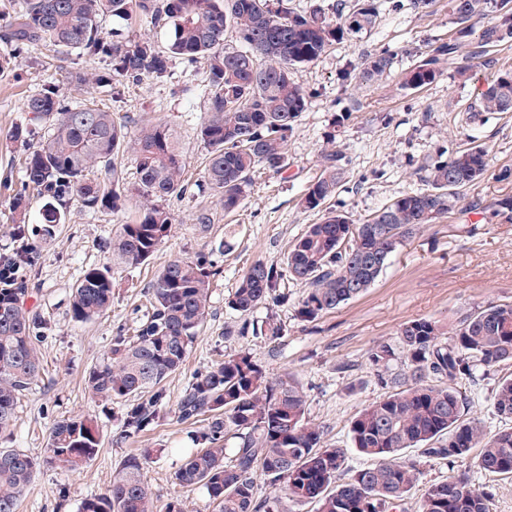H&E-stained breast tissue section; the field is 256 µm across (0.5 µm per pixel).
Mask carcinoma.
Masks as SVG:
<instances>
[{
  "label": "carcinoma",
  "mask_w": 512,
  "mask_h": 512,
  "mask_svg": "<svg viewBox=\"0 0 512 512\" xmlns=\"http://www.w3.org/2000/svg\"><path fill=\"white\" fill-rule=\"evenodd\" d=\"M512 0H451L461 28L454 39L415 63L403 86L418 89L443 74V60H454L463 46L468 57L488 54L512 40ZM10 11L4 43L21 50L40 46L69 58L77 54L107 62V70L88 77L74 67L66 79L99 87L137 85L170 75V62L206 60L203 90L206 112L200 137L208 148L203 179L189 185L182 178L185 152L172 126L142 124L130 130L100 108L95 97L67 105L53 83L26 99L25 109L47 128L45 141L24 162L22 188L11 199L15 231H28L30 197L43 200L40 232L52 236L72 197L91 212L116 211L121 202L143 198L151 205L112 236V265L146 261L169 237L173 216L163 202L172 197L213 193L224 211L236 209L256 169L279 174L288 166V136L308 104V95L290 76L293 66L317 61L334 43L372 29L376 0L340 4L338 19L320 12L296 13L287 0H0ZM495 13L498 20L476 41L465 23ZM127 22L138 18L169 32L166 47L146 37L109 39L99 18ZM241 43H226L228 32ZM393 54L381 50L351 68L346 79L370 84L390 72ZM470 117L484 112H512V73L490 81L468 107ZM321 153L322 172L308 188L303 206L324 211L291 245L285 267L254 262L229 299L242 315L288 303L284 282L306 287L296 316L313 322L363 295L404 243L426 225L452 215L465 193L492 175L512 182V168L491 170L488 150L469 144L451 154L438 152L424 166L426 188L407 193L362 221L330 205L341 183V154L336 134ZM132 153L129 173L119 157ZM96 172L94 179L87 178ZM219 266L204 257L170 261L148 287L149 310L133 336L119 333L112 360L86 376L93 396L125 403L121 438L148 431L165 399L164 382L179 371L202 330L213 279ZM29 280L4 271L0 279V432L9 430L22 398L40 372L36 349L40 316L25 306ZM112 301L109 270L89 269L72 288L71 316L77 322L97 319ZM230 336H252L275 346L283 327L274 314L260 322L244 320ZM407 370L388 373L398 356ZM369 360L378 382L395 392L367 405L351 421L354 448L376 463L337 483L345 450L324 444L323 430L307 420L303 388L289 375L269 377L250 353L227 354L194 378L177 404V419L196 426L191 440L202 449L188 455L174 472L183 487L203 488L219 512H280L278 497L257 495L256 472L283 482L290 498L315 502L318 512H394L418 481L416 464L400 460L406 448L423 457L450 463L481 448L478 465L512 478V427L488 437L475 419L463 384L479 371L512 363V304L489 303L467 311L448 325L422 317L403 323L395 343L371 349ZM494 410L512 418V375L498 380ZM238 443L227 455L224 441ZM100 438L89 418H66L50 429L46 455L39 459L13 448H0V512H18L20 498L43 464L77 470L95 458ZM149 454L127 459L106 492L81 503L80 512H153L149 486L142 476ZM491 495L472 488L463 475L429 485L417 512H492Z\"/></svg>",
  "instance_id": "1"
}]
</instances>
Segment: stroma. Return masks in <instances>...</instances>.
<instances>
[{"label": "stroma", "mask_w": 512, "mask_h": 512, "mask_svg": "<svg viewBox=\"0 0 512 512\" xmlns=\"http://www.w3.org/2000/svg\"><path fill=\"white\" fill-rule=\"evenodd\" d=\"M379 2L378 24L371 33L337 42L317 62L294 68L292 78L306 91L308 106L288 138V168L278 175L265 170L255 173L234 211L224 212L215 198L207 196L171 200L170 237L146 262L120 268L110 264L109 244L120 225L142 211L141 199H127L120 211L108 214L86 212L74 199L52 237L30 234L37 261L27 271L32 289L29 303L42 320L37 345L41 369L20 403L13 427L0 434V447L43 457L50 427L58 420L83 416L96 421L100 448L77 471L41 467L18 512H79L85 498L105 493L113 473L128 456L146 448L153 451L144 478L154 512H163L176 499L185 512H216L204 489L189 490L173 481L174 472L193 448L190 427L178 421L175 409L196 375L240 350L248 351L270 376L287 373L300 383L307 395L309 421L323 428L325 444L346 451L339 479L348 481L354 471L372 464L371 458L350 448V422L387 392L369 360L371 349L383 341L395 342L400 325L416 318L429 317L445 325L460 312L490 302L512 303V222L494 215L498 199L512 195V183L489 176L466 193L460 214L423 228L400 248L366 293L317 321L296 317L297 302L305 290L290 287L287 304L272 312L284 328L277 350L249 337L224 336L225 328L243 320L228 305L242 274L258 260L283 265L307 226L320 222L321 210L306 209L302 198L320 175V154L328 132L336 134L345 171L333 203L354 220L423 188L419 166L440 150L475 142L489 149L493 167L512 166V113L490 112L474 122L467 114L495 73L512 70V43L470 61L457 54L455 64L444 65L438 80L411 91L401 84L403 70L447 43L457 29L449 0H434L423 12L415 10L411 0ZM383 49L395 55L390 75L369 87H347L343 80L347 69ZM4 54L11 57V69L0 74V254L19 246L9 201L21 187L26 155L44 137L38 125H31L24 143L7 139L6 133L14 126L30 125L24 103L46 82L59 84L65 104L95 96L103 108L133 128L147 120L168 122L187 151L185 178H200L207 156L198 136L204 118L200 94L205 61L189 64L176 59L170 78L109 90L92 83L66 82L57 61L40 48L12 54L0 41V55ZM464 61L471 68L467 81L455 73L456 63ZM343 111L349 112V120L333 129L335 116ZM203 206L214 213L213 223L207 226L195 221ZM222 241L231 249L219 259L222 273L213 282L204 327L183 368L165 382L158 422L140 437L120 439L121 403L98 401L85 385L86 375L110 361L119 330L143 319L147 288L168 262L210 254ZM90 268L109 269L112 302L102 318L78 322L70 313L71 292ZM510 373L512 364L478 375L464 386L470 414L481 420L486 435L512 426L491 405L499 377ZM402 458L419 469L418 486L406 496L407 512H416L422 487L447 478L452 469L466 473L474 488L492 494L493 512H512V479L480 470L476 454L451 466L427 459L415 448L405 449Z\"/></svg>", "instance_id": "35a3bbf8"}]
</instances>
